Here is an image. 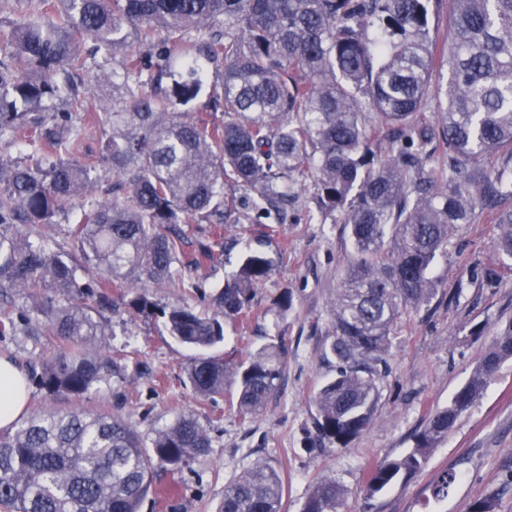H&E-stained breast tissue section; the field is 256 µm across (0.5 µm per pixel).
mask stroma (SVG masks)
Wrapping results in <instances>:
<instances>
[{
  "label": "stroma",
  "instance_id": "35a3bbf8",
  "mask_svg": "<svg viewBox=\"0 0 512 512\" xmlns=\"http://www.w3.org/2000/svg\"><path fill=\"white\" fill-rule=\"evenodd\" d=\"M184 252L193 256L210 245L215 262L186 275V287L163 283L149 293L159 306L182 303L210 312V299L244 249L272 261L246 318L227 322L218 348L224 359H245L271 338L286 349L278 393L265 410L242 417L234 392L196 397L187 381L194 349L170 336L162 318L129 311L122 289H112L107 343L118 358L80 400L51 396L29 384V410L105 409L150 437L181 414L193 415L210 437L208 450L171 473L158 471L162 492L148 496L141 512H217L224 486L263 460L282 476V512H301L313 484L336 480L346 495L339 512H471L475 502L494 496L495 512H512V359L504 361L484 391L457 419L447 439L428 454L411 478L368 495L369 470L409 452L429 416L446 406L477 366L494 335L512 323V259L498 248L499 230L487 220L462 226L448 241L432 270L438 289L432 300L398 322L387 369L378 382L379 400L367 430L348 447L321 438L313 397L335 374L326 358L332 340L330 307L342 285L350 244L342 225L323 213L312 182H303L288 221L266 228L232 224L223 239L207 225H184ZM290 293L292 306L278 300ZM0 311L23 316L16 335L0 336V356L26 373L57 353L36 305L27 294H0ZM456 473L447 497L434 499L431 484L442 471Z\"/></svg>",
  "mask_w": 512,
  "mask_h": 512
}]
</instances>
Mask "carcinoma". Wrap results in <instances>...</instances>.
Returning a JSON list of instances; mask_svg holds the SVG:
<instances>
[{
    "mask_svg": "<svg viewBox=\"0 0 512 512\" xmlns=\"http://www.w3.org/2000/svg\"><path fill=\"white\" fill-rule=\"evenodd\" d=\"M0 21V137L36 134L40 160H0V290L37 300L59 353L38 382L50 396L81 397L118 365L94 350L108 335L109 289L129 308L161 315L169 334L202 351L187 375L200 397L234 388L240 412L260 414L281 385V348L240 363L206 354L224 341L272 270L246 252L224 278L215 312L160 307L147 286L171 282L183 253L180 224H280L298 178L348 230L353 255L331 306L329 354L336 376L316 393L322 438L347 447L369 426L380 367L403 315L437 290L431 268L464 224L485 218L512 256V0H453L448 43L430 38V0H25ZM118 65H110L116 54ZM112 101L92 105L81 75L90 59ZM448 69L440 120L419 113L432 80ZM208 93L206 111L179 107ZM65 106L59 111V106ZM92 112L105 131L97 159H71L73 118ZM112 166V200L76 214L70 260L31 240L23 224L49 225L92 192V173ZM214 260L207 245L186 263ZM97 278L86 281L82 273ZM97 297L96 304L86 302ZM512 358V322L501 329L448 406L436 410L406 455L376 464L369 495L419 471L500 363ZM210 447L191 414L146 440L121 418L84 411L35 412L0 431V504L8 512H140L155 468L178 471ZM456 475L440 473L443 498ZM284 486L263 460L224 486L220 512H281ZM336 480L315 483L301 512H337Z\"/></svg>",
    "mask_w": 512,
    "mask_h": 512,
    "instance_id": "cac0c4a2",
    "label": "carcinoma"
}]
</instances>
